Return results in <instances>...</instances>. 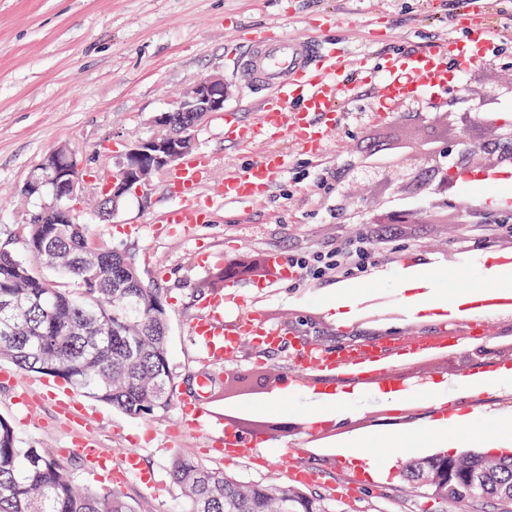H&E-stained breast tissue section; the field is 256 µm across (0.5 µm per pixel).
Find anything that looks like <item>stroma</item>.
Wrapping results in <instances>:
<instances>
[{"label": "stroma", "mask_w": 512, "mask_h": 512, "mask_svg": "<svg viewBox=\"0 0 512 512\" xmlns=\"http://www.w3.org/2000/svg\"><path fill=\"white\" fill-rule=\"evenodd\" d=\"M466 0H0V242H19L30 207L20 189L45 154L66 145L82 152L98 168L105 151L123 153L128 144L151 131L152 116L167 108L183 91L208 75L233 84V96L223 112L197 132V152L211 160L209 188H216L229 170L249 167L267 152L283 154L288 169L261 197L249 201L214 199L204 223L185 229L163 223L179 201L165 186L164 174L153 176L147 198L128 193L109 222H101L90 205L80 208L90 223L92 242L132 252L146 283L163 288L168 317L170 366L179 387L176 400L196 389L195 376L213 380L210 400L222 420L175 433L178 408L160 419H136L75 393L81 421L64 416L47 400L35 374L0 360V417L14 426L26 446L67 449L76 479L89 488L107 486L104 473L90 470L69 447L83 438L120 466L136 452L154 485L128 476L120 491L136 512H179L180 491L170 468L185 455L225 468L236 478L262 482L288 480L293 466L320 473L307 494L323 499L331 512H493L490 504L467 500L413 497L403 491L402 463L432 454L429 419H412L418 431L415 448L394 449L391 433L372 428L369 435L350 434L351 422L374 418L377 391H355L344 403V418L334 421L328 442H340L342 452L384 456L399 453L401 463L379 478L359 477L356 468L339 464L334 454L310 446L315 412L312 396L298 394L279 405L255 407L256 397L275 394L284 376L301 370L299 352L287 346L267 354L245 348L221 365L212 364L204 345L189 329L204 315L213 298L235 290L241 305L257 308L270 324L291 323L308 338L324 340L339 334L365 335V327H340L330 306L337 296L365 297L371 288L393 294L399 270L375 279L354 275L346 286L326 283L314 291L301 284L264 279L240 281L228 287L218 268L229 256L250 253L302 255L335 243L339 233L373 223L396 194L366 178L358 155L372 147L376 131L400 130L432 136L435 119L448 117V134L441 150L454 148L459 116L484 98H493L499 112L512 116V0H484L486 21L496 23L502 37L496 49L478 62L450 63L449 92L441 103L424 98L381 110L377 86L363 85L355 100L338 103L339 118L324 139L319 155L308 153L295 136L273 142L239 144L224 135L225 122L238 125L258 117L254 107L261 91L238 67L235 56L244 43L237 30L316 34L341 42L351 59L365 53L410 52L448 37L450 14L462 11ZM336 23L323 26L322 14ZM365 201L356 208L355 198ZM458 234L454 224H419L412 236L396 239L397 256L432 265L435 289L447 292L487 287L488 248L472 246L468 266L455 269L448 251ZM471 344L443 357L402 369L412 387L437 384V397L487 361ZM35 401L33 410L17 405L20 396ZM284 417L292 433L274 435L271 445L247 449L225 463L212 449L225 424L243 428L246 419Z\"/></svg>", "instance_id": "obj_1"}]
</instances>
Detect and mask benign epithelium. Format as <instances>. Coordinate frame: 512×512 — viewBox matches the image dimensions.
<instances>
[{
  "label": "benign epithelium",
  "mask_w": 512,
  "mask_h": 512,
  "mask_svg": "<svg viewBox=\"0 0 512 512\" xmlns=\"http://www.w3.org/2000/svg\"><path fill=\"white\" fill-rule=\"evenodd\" d=\"M229 96L230 89L224 83V77L219 75L207 76L187 89L166 108V112L152 117L150 135L131 142L116 159L110 153L105 155L107 163H116L124 172L119 180L112 178L110 173L104 177L91 174L84 161L76 160L75 149L61 146L56 152L64 155L66 161L54 167L40 163L37 172L22 186V193L32 198L51 192L53 215L64 224L72 223L74 212L79 210L77 203L89 194L108 195L116 200L131 190L140 193L154 174L170 170L193 152L198 128L209 116L224 111ZM169 112L187 113L188 120L177 136L162 134ZM494 130V139L486 140L471 138L466 135L467 128H462L457 154L449 167L435 158L413 154L404 158L395 169L376 173L374 177L397 183L404 193L414 183H422L435 198L430 206L411 213L409 223H431V210L446 211L454 203L456 190L452 170H481L497 159H512V128L497 124Z\"/></svg>",
  "instance_id": "benign-epithelium-1"
}]
</instances>
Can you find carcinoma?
<instances>
[{
    "mask_svg": "<svg viewBox=\"0 0 512 512\" xmlns=\"http://www.w3.org/2000/svg\"><path fill=\"white\" fill-rule=\"evenodd\" d=\"M20 248L0 246V360L50 376L133 418L170 411L178 381L167 349L164 292L150 287L135 257L91 249L89 224H53L41 207L25 224ZM65 284L36 274L29 260ZM181 512H329L324 501L286 482L250 483L188 457L174 460ZM403 480L435 499H474L512 512V453L437 452L408 463ZM0 512H135L114 488L83 489L69 462L20 445L0 418Z\"/></svg>",
    "mask_w": 512,
    "mask_h": 512,
    "instance_id": "cac0c4a2",
    "label": "carcinoma"
}]
</instances>
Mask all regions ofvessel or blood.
I'll list each match as a JSON object with an SVG mask.
<instances>
[{
    "mask_svg": "<svg viewBox=\"0 0 512 512\" xmlns=\"http://www.w3.org/2000/svg\"><path fill=\"white\" fill-rule=\"evenodd\" d=\"M493 26L473 23L468 27L466 41L448 37L434 42L424 50L388 56L381 69L359 65L356 80L345 82L341 76L350 66L346 52L328 40L296 37L287 33L257 34L246 30L242 38L247 45L238 59L247 68L254 82L264 86L265 93L256 108V121L231 131L232 140L251 143L275 139L295 133L306 150L319 152L327 130L337 118L340 98H354L364 83L379 85L378 100L389 106L410 97L432 98L448 86V64L468 54L470 62H477L499 39ZM209 166L207 156L197 154L182 160L168 174L171 192L180 199L178 209L165 218L168 224H199L206 217L211 199L203 192V181ZM287 167L284 155L269 152L243 171L225 174L217 194L228 201H246L255 198L280 176ZM407 273L414 279L407 284V295L400 306L403 317L451 318L455 323H477L494 317L497 312L512 307V293L495 288L454 293L448 303L433 304L427 297L426 278L417 274L414 263H405ZM191 332L206 347L209 357L216 361L233 358L245 336H276L280 330L266 322L261 314L251 310L235 321L224 318V301L215 299L209 313L196 321ZM398 359L386 354H373L356 361L343 355H333L325 364V375L314 387L321 399L338 395L344 387H359L368 382L381 383L392 392L402 395L406 409L420 408L418 396L408 395L395 375ZM491 374L479 368L464 376L457 388L462 402L468 403L490 382ZM213 411L207 401L198 399L181 405L179 424L191 429L207 425ZM269 437L261 431L250 435L239 434L225 427L218 443L225 461L239 457L243 449L267 444ZM140 475L144 483H151L149 474L141 470L138 454L124 455L120 468L110 470L114 482H122L127 475Z\"/></svg>",
    "mask_w": 512,
    "mask_h": 512,
    "instance_id": "vessel-or-blood-1",
    "label": "vessel or blood"
}]
</instances>
